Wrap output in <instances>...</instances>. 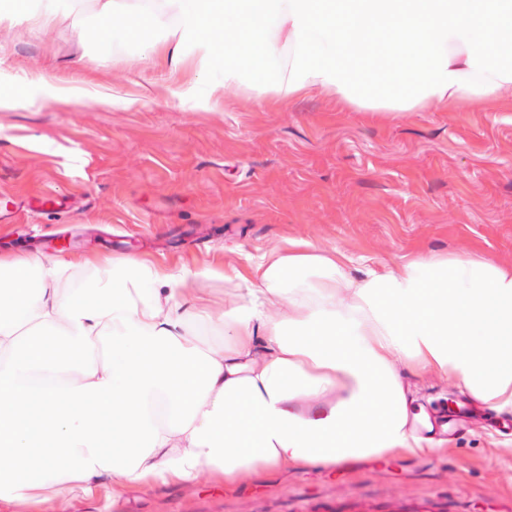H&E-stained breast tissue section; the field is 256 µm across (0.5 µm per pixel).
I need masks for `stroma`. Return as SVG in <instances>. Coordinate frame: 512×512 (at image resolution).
<instances>
[{
  "label": "stroma",
  "instance_id": "stroma-1",
  "mask_svg": "<svg viewBox=\"0 0 512 512\" xmlns=\"http://www.w3.org/2000/svg\"><path fill=\"white\" fill-rule=\"evenodd\" d=\"M0 25V254L77 264L143 256L227 271L289 241L375 264L479 250L512 260V101L378 117L313 90L287 103L237 91L194 108L190 74L145 53L161 30ZM36 79L90 95L22 94ZM400 375L426 412L465 400L436 373ZM440 448L339 469L291 467L243 484L159 483L112 499L74 488L58 512H512V413L479 402Z\"/></svg>",
  "mask_w": 512,
  "mask_h": 512
}]
</instances>
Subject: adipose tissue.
<instances>
[{"label": "adipose tissue", "instance_id": "1", "mask_svg": "<svg viewBox=\"0 0 512 512\" xmlns=\"http://www.w3.org/2000/svg\"><path fill=\"white\" fill-rule=\"evenodd\" d=\"M148 54L222 65L225 90L341 109H460L512 93V0H165ZM0 259V502L244 482L261 471L428 445L395 370L448 376L512 412V264L430 253L375 267L307 242L225 275L223 339L205 341L190 280L135 255Z\"/></svg>", "mask_w": 512, "mask_h": 512}]
</instances>
